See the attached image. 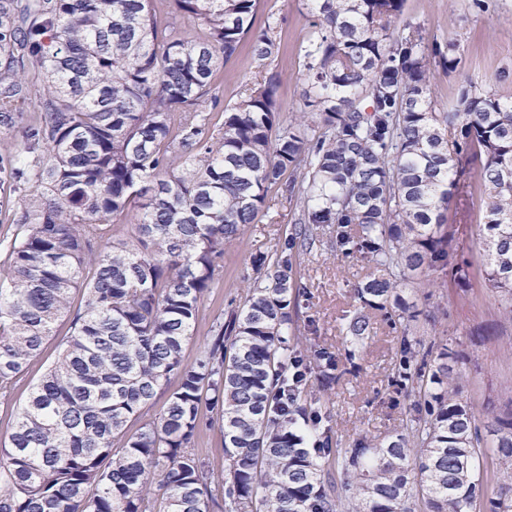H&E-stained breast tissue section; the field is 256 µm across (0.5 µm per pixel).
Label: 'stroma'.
<instances>
[{"label":"stroma","instance_id":"stroma-1","mask_svg":"<svg viewBox=\"0 0 512 512\" xmlns=\"http://www.w3.org/2000/svg\"><path fill=\"white\" fill-rule=\"evenodd\" d=\"M313 21L306 0L260 2L256 26L261 29L274 25L280 43L268 68L281 75L277 96L284 125L303 108L304 49ZM408 22L421 27L427 42L451 43L458 51L460 63L454 72L434 74L432 100L436 111H447L461 88L469 84L512 100V77H499L501 70H512V0H484L480 6L474 0H406L402 19L394 23L395 30H402ZM18 75L27 92L21 105L22 117L14 128L0 126V138L16 151L23 148L26 128L35 123L47 99V81L38 69L28 66ZM256 75V64L246 46L215 73L211 93L220 106L210 112L212 124L222 123L224 106L234 104ZM467 182L465 197L453 201L446 216L457 229V255L470 264V287H455L444 273H435L431 293L419 287L410 293L409 299L420 315L403 330L390 327L378 311H371L375 333L357 365L342 358V328L359 306L353 290L371 273V266L360 255H341L325 239L295 257L297 282L304 290L300 299L301 332L309 342L328 347L342 358L338 380L323 394L340 446H351L364 436L387 439L405 426L410 401L390 384L399 338L405 332L456 350L463 375L460 398L473 407L477 419L512 413V320L505 315V300L483 279L479 226L487 198L477 174H468ZM268 202V214L248 225L243 238L225 245L223 273L199 307L194 334L184 347L185 363H193L198 357L212 323L228 319L242 305L255 276L253 255H274L291 233L298 211L287 199L283 186L272 187ZM69 335L70 321L61 318L41 354L20 376L11 399L0 401V443L6 442L16 412L32 385L56 360L60 344Z\"/></svg>","mask_w":512,"mask_h":512}]
</instances>
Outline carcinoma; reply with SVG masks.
<instances>
[{"label": "carcinoma", "instance_id": "carcinoma-1", "mask_svg": "<svg viewBox=\"0 0 512 512\" xmlns=\"http://www.w3.org/2000/svg\"><path fill=\"white\" fill-rule=\"evenodd\" d=\"M308 2L302 119L280 124V77L266 72L216 128L203 106H218L220 65L245 43L260 67L279 51L275 28L254 29L260 0H165L164 22L151 0H0V124L24 100L15 63L43 71L49 92L26 134L33 160L0 155V189L32 192L0 273L1 399L55 323L71 325L0 450V512H512V413L481 432L444 344L403 334L391 383L411 399L405 427L338 446L309 386L315 371L336 380L339 359L297 336L292 261L328 227L373 266L354 297L394 324L415 319L405 282L446 269L469 283L466 262L449 264L444 212L476 163L483 278L512 316V102L465 87L433 111L431 78L459 57L410 23L394 34L405 0ZM289 170L294 232L274 260L253 257L241 309L184 363L224 245ZM132 208L127 238L114 220ZM373 333L363 312L347 320L349 360ZM160 393V416L130 432ZM205 409L224 436L219 478L189 451ZM488 470L504 480L486 502Z\"/></svg>", "mask_w": 512, "mask_h": 512}]
</instances>
